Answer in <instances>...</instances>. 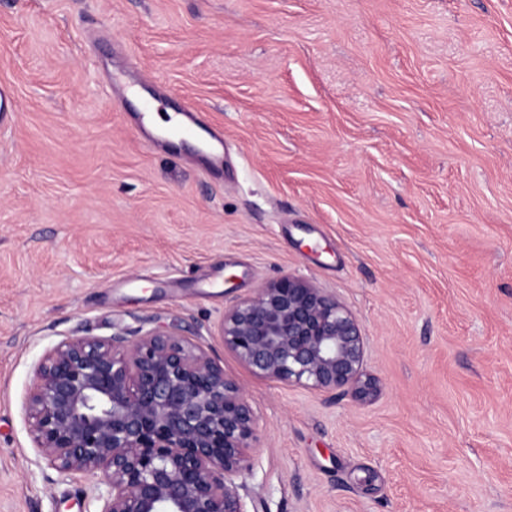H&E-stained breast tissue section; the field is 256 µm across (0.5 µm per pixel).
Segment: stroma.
Wrapping results in <instances>:
<instances>
[{
  "label": "stroma",
  "mask_w": 512,
  "mask_h": 512,
  "mask_svg": "<svg viewBox=\"0 0 512 512\" xmlns=\"http://www.w3.org/2000/svg\"><path fill=\"white\" fill-rule=\"evenodd\" d=\"M0 512H98L25 398L72 335L177 326L259 416L257 512H512V0H0ZM191 102L224 134L150 130ZM358 318V400L254 376L225 308Z\"/></svg>",
  "instance_id": "obj_1"
}]
</instances>
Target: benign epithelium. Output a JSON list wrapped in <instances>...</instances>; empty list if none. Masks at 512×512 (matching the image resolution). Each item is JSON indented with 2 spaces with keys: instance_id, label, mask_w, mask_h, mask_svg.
Here are the masks:
<instances>
[{
  "instance_id": "7a95c632",
  "label": "benign epithelium",
  "mask_w": 512,
  "mask_h": 512,
  "mask_svg": "<svg viewBox=\"0 0 512 512\" xmlns=\"http://www.w3.org/2000/svg\"><path fill=\"white\" fill-rule=\"evenodd\" d=\"M220 341L257 377L376 395L365 337L335 296L286 276L224 310ZM31 441L54 469L101 474L98 512H248L259 418L201 344L172 326L67 336L34 366Z\"/></svg>"
}]
</instances>
